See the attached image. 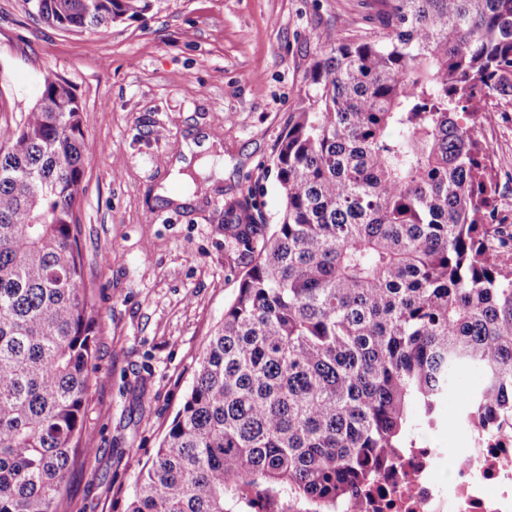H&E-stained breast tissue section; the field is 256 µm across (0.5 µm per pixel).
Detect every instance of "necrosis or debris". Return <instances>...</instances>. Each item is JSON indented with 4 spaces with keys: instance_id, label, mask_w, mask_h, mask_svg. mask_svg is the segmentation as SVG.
Masks as SVG:
<instances>
[{
    "instance_id": "4bbe7bcc",
    "label": "necrosis or debris",
    "mask_w": 512,
    "mask_h": 512,
    "mask_svg": "<svg viewBox=\"0 0 512 512\" xmlns=\"http://www.w3.org/2000/svg\"><path fill=\"white\" fill-rule=\"evenodd\" d=\"M453 448L418 437L344 512H512V437L482 436L458 420Z\"/></svg>"
}]
</instances>
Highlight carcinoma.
<instances>
[{
	"label": "carcinoma",
	"mask_w": 512,
	"mask_h": 512,
	"mask_svg": "<svg viewBox=\"0 0 512 512\" xmlns=\"http://www.w3.org/2000/svg\"><path fill=\"white\" fill-rule=\"evenodd\" d=\"M378 31L318 36L315 95L272 157L277 224L224 211L249 268L127 512H338L433 427L463 366L467 417L512 420V232L482 135L512 96V0H377ZM99 33L152 0H25ZM59 74L0 134V512H61L85 458L97 315L84 159Z\"/></svg>",
	"instance_id": "1"
}]
</instances>
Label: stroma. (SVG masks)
<instances>
[{
	"instance_id": "obj_1",
	"label": "stroma",
	"mask_w": 512,
	"mask_h": 512,
	"mask_svg": "<svg viewBox=\"0 0 512 512\" xmlns=\"http://www.w3.org/2000/svg\"><path fill=\"white\" fill-rule=\"evenodd\" d=\"M376 0H154L136 19L76 35L0 0V132L13 129L54 71L81 98L98 151L84 160V274L98 310L85 425L94 450L68 477L65 512H125L136 476L183 405L245 259L224 240V210L253 196L266 223L283 200L272 165L288 117L313 95L317 37L371 28ZM219 141L193 200L159 188L183 141ZM484 138L498 209L512 222V102Z\"/></svg>"
}]
</instances>
